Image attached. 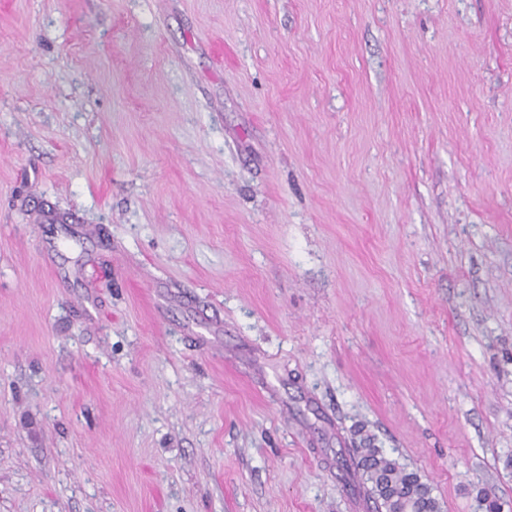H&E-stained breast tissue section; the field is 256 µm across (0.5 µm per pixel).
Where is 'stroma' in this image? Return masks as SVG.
Wrapping results in <instances>:
<instances>
[{
	"instance_id": "obj_1",
	"label": "stroma",
	"mask_w": 512,
	"mask_h": 512,
	"mask_svg": "<svg viewBox=\"0 0 512 512\" xmlns=\"http://www.w3.org/2000/svg\"><path fill=\"white\" fill-rule=\"evenodd\" d=\"M512 512V0H0V512ZM354 477L369 483V494L385 512H440L438 500L414 470L380 448L355 449Z\"/></svg>"
}]
</instances>
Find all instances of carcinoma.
I'll list each match as a JSON object with an SVG mask.
<instances>
[{
	"mask_svg": "<svg viewBox=\"0 0 512 512\" xmlns=\"http://www.w3.org/2000/svg\"><path fill=\"white\" fill-rule=\"evenodd\" d=\"M354 474L370 485L384 512H440L438 500L420 475L380 448H357Z\"/></svg>",
	"mask_w": 512,
	"mask_h": 512,
	"instance_id": "carcinoma-1",
	"label": "carcinoma"
}]
</instances>
